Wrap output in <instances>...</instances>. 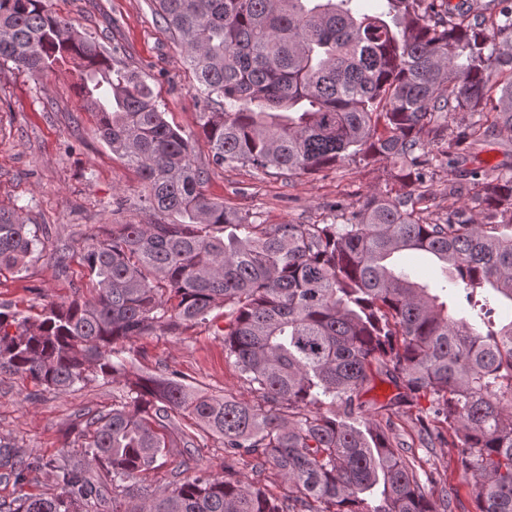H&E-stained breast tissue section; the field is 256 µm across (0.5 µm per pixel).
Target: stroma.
I'll use <instances>...</instances> for the list:
<instances>
[{
  "label": "stroma",
  "instance_id": "35a3bbf8",
  "mask_svg": "<svg viewBox=\"0 0 512 512\" xmlns=\"http://www.w3.org/2000/svg\"><path fill=\"white\" fill-rule=\"evenodd\" d=\"M49 5L105 47H117L120 58L138 68L151 85L174 128L198 132L196 80L152 0H49ZM77 82V72L68 67L32 76L10 63L0 66V208L19 210L39 238L22 269L0 270V308L34 320L50 303L94 296L83 261L88 238L106 237L117 224H143L152 218L139 203L143 186L138 174L99 137L94 116L79 99ZM194 163L208 172L205 191L210 198L256 213L267 224H319L329 205L344 206L393 185L389 164L358 156L330 169L288 177L248 166H215L201 140ZM63 250L68 259L61 266L56 256ZM123 356L135 373L174 372L204 393L254 399L226 357L223 336L210 322L176 334L135 338L125 343ZM126 400L119 379H91L58 393L0 370V443L48 462L72 445L88 414L109 411ZM176 423L195 432V455L207 474L223 476L222 441L196 431L190 419L180 416ZM179 464L176 453L159 456L154 468L133 480L135 493L147 497L168 487ZM56 487L57 475L48 465L22 482L0 474V501Z\"/></svg>",
  "mask_w": 512,
  "mask_h": 512
}]
</instances>
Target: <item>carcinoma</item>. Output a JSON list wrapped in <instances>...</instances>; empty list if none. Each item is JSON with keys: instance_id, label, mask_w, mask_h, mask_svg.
<instances>
[{"instance_id": "carcinoma-1", "label": "carcinoma", "mask_w": 512, "mask_h": 512, "mask_svg": "<svg viewBox=\"0 0 512 512\" xmlns=\"http://www.w3.org/2000/svg\"><path fill=\"white\" fill-rule=\"evenodd\" d=\"M204 103L200 135L219 167L314 173L348 157L390 162L401 190L373 192L323 224H263L208 198L194 164L198 136L173 128L137 71L46 0H0V63L41 74L70 66L100 138L145 185L140 202L171 221L120 224L85 245L96 295L55 304L37 321L0 310V369L66 391L90 377L124 378L130 402L94 414L75 454L48 462L59 491L0 502V512H455L436 469H416L392 417L418 404L424 448L448 449L470 476L476 512H512V175L448 180V208L427 184L471 151L512 137V8L488 31L480 0H154ZM450 139L454 156L428 149ZM481 207L485 221L463 196ZM37 235L0 209V268H22ZM435 258L470 319L396 267L402 252ZM224 308V352L257 394L207 395L167 375L127 374L118 346L176 333ZM396 392L363 400L376 382ZM183 414L224 440V474L194 466L169 487L117 509L136 476L174 447ZM42 465L0 445L17 480ZM102 468L106 482L89 474ZM272 470L280 497L237 476ZM440 485L437 498L425 483Z\"/></svg>"}]
</instances>
